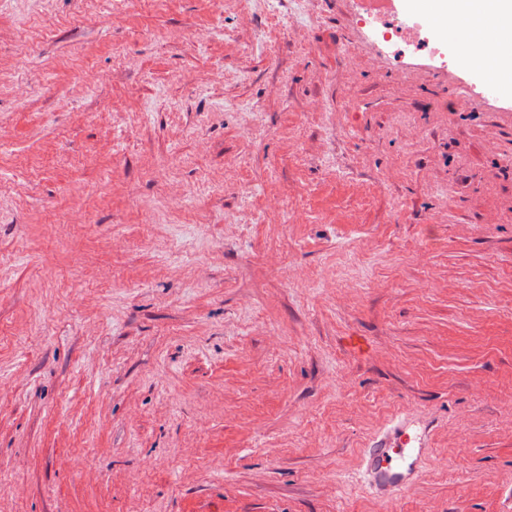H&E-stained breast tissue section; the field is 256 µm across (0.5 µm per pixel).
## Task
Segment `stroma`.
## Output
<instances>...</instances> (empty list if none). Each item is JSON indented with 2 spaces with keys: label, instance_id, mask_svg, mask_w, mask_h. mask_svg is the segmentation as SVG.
<instances>
[{
  "label": "stroma",
  "instance_id": "35a3bbf8",
  "mask_svg": "<svg viewBox=\"0 0 512 512\" xmlns=\"http://www.w3.org/2000/svg\"><path fill=\"white\" fill-rule=\"evenodd\" d=\"M237 10L0 0V512H381L359 451L402 424L434 457L397 512H512V99L349 0L247 56ZM273 190L300 223L263 222Z\"/></svg>",
  "mask_w": 512,
  "mask_h": 512
}]
</instances>
